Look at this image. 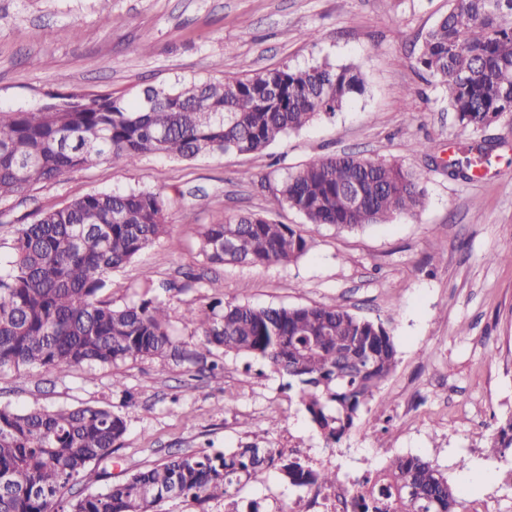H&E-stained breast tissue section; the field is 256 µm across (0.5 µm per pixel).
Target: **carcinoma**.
Returning <instances> with one entry per match:
<instances>
[{"label": "carcinoma", "mask_w": 512, "mask_h": 512, "mask_svg": "<svg viewBox=\"0 0 512 512\" xmlns=\"http://www.w3.org/2000/svg\"><path fill=\"white\" fill-rule=\"evenodd\" d=\"M416 65L445 87L463 130L484 129L512 114V0H453L426 34ZM364 91L354 65L316 62L247 71L239 77L147 89L151 104L112 95L69 94L33 110H0V202L34 185L99 161L131 166L160 154L192 160L212 153L255 154L317 118L333 116ZM489 149L469 147L455 177L471 178ZM354 188L360 202L351 206ZM279 202L308 223L354 230L410 216L426 204L424 178L402 164L355 155L315 156L288 172ZM167 199L157 192H98L45 211L13 233L0 267V368L65 371L128 360L198 357L175 340L168 304L114 308L99 295L112 272L168 231ZM212 264H289L311 243L288 224L260 214L226 216L199 233ZM231 250L224 251V242ZM185 323L200 347L261 359L288 376L326 442L336 444L374 400L396 366L384 325L340 306L256 307L216 301L188 307ZM123 416L86 406L48 411L0 406V512H58L76 484L105 477L97 469L121 448ZM512 453V417L487 440L488 456ZM278 469L296 487L331 486L336 472L271 448L177 453L131 472L101 492L78 497L69 512H157L163 501L229 498L243 482ZM353 512H457L448 477L417 456L391 458L358 483Z\"/></svg>", "instance_id": "obj_1"}]
</instances>
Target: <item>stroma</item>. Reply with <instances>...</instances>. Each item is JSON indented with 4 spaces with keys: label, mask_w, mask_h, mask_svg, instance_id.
Wrapping results in <instances>:
<instances>
[{
    "label": "stroma",
    "mask_w": 512,
    "mask_h": 512,
    "mask_svg": "<svg viewBox=\"0 0 512 512\" xmlns=\"http://www.w3.org/2000/svg\"><path fill=\"white\" fill-rule=\"evenodd\" d=\"M448 0H0V108L27 110L74 92L130 100L149 87L327 61L360 68L365 92L334 117L289 134L259 154L215 153L189 161L161 155L137 165L100 162L38 184L0 204V224L93 192L152 191L170 200L169 231L113 273L102 300L116 306L167 301L178 342L198 343L186 307L214 299L254 306H342L383 323L398 361L376 403L337 444L324 441L288 378L266 363L212 351L194 364L129 361L65 372L0 370V405L54 411L108 406L127 422L107 471L113 479L181 452L217 453L245 444L335 471L345 485L394 455L430 460L457 489L459 512H512V459L491 460L485 442L512 417V265L490 253L512 249V115L479 131L460 129L437 81L414 65ZM429 143V153L416 151ZM473 142L492 146L486 175L449 177L445 162ZM394 159L426 178L427 203L413 216L358 231L307 223L278 202L289 169L315 155ZM260 213L293 225L310 251L289 265L211 264L202 225ZM199 276L202 287L162 288ZM224 370L208 371L211 361ZM124 378L114 389L113 374ZM232 408H225V400ZM278 420L270 428V420ZM468 458V468L458 466ZM307 490L278 471L240 485L234 498H189L159 512H279Z\"/></svg>",
    "instance_id": "1"
}]
</instances>
